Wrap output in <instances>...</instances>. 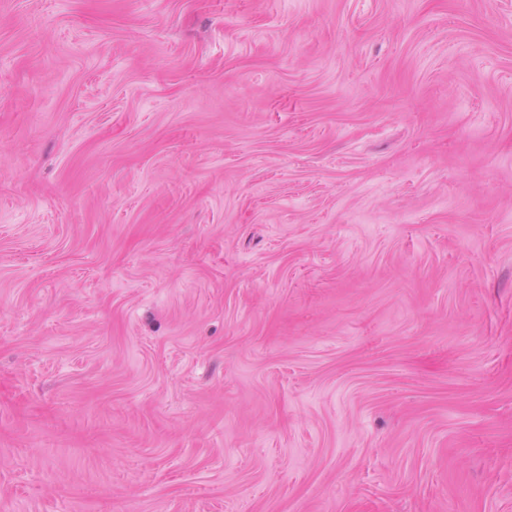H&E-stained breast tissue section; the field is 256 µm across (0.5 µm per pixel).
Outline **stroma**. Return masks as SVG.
<instances>
[{"instance_id": "stroma-1", "label": "stroma", "mask_w": 512, "mask_h": 512, "mask_svg": "<svg viewBox=\"0 0 512 512\" xmlns=\"http://www.w3.org/2000/svg\"><path fill=\"white\" fill-rule=\"evenodd\" d=\"M0 512H512V0H0Z\"/></svg>"}]
</instances>
